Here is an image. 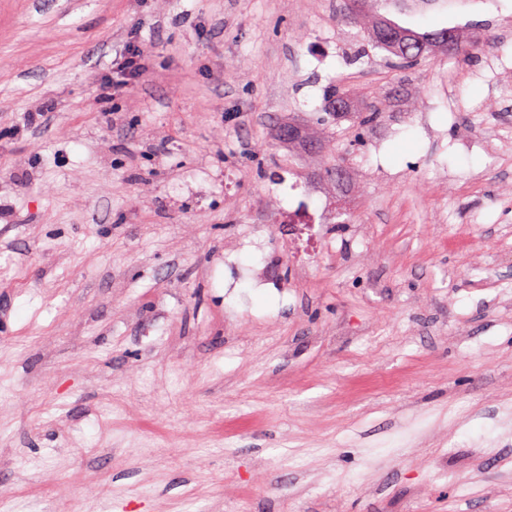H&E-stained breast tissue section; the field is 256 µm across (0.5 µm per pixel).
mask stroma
Instances as JSON below:
<instances>
[{"instance_id": "obj_1", "label": "stroma", "mask_w": 512, "mask_h": 512, "mask_svg": "<svg viewBox=\"0 0 512 512\" xmlns=\"http://www.w3.org/2000/svg\"><path fill=\"white\" fill-rule=\"evenodd\" d=\"M346 2L0 0V128L57 104L0 141L16 512H512V0L390 12L484 39L404 71ZM336 81L383 120L320 121ZM328 200L351 223L290 250ZM137 30L127 40L123 51L112 60V66L99 79L96 100L123 97L145 82L151 74V55ZM55 108L54 101L50 100L39 110L24 113L22 121L9 128L10 136H17L46 127L54 119Z\"/></svg>"}]
</instances>
